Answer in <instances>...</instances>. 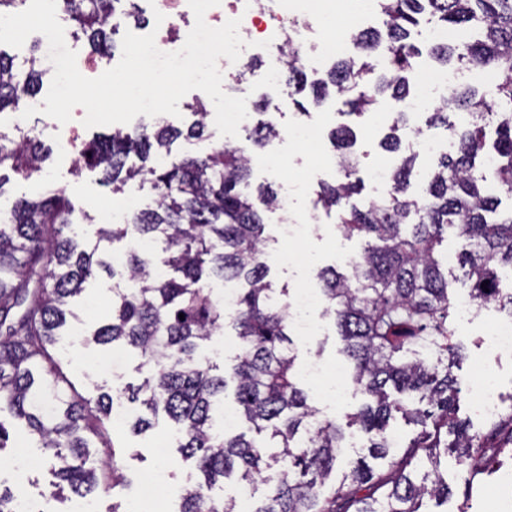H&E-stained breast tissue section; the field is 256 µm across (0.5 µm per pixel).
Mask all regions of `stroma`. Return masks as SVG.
Here are the masks:
<instances>
[{"label": "stroma", "instance_id": "stroma-1", "mask_svg": "<svg viewBox=\"0 0 512 512\" xmlns=\"http://www.w3.org/2000/svg\"><path fill=\"white\" fill-rule=\"evenodd\" d=\"M29 125L35 127L45 145L51 150L42 177L30 180L13 178L0 190V204L8 206L15 200L36 197L49 190H63L74 207L73 219L80 231V239L87 245L96 242L95 230L104 221L106 208L119 211L128 204L147 208L153 204V196L141 178L128 180L120 191L101 182L99 171L85 167L78 161L77 154L69 153L59 142L52 130V118L38 113L29 118ZM391 123L389 114L379 118L364 117L353 120L357 133L356 148L366 165L386 162L387 152L382 150L380 141ZM334 160L331 143H324L316 150H306L297 145H288L286 152L276 164H269L263 149H255L252 164V181L259 184L265 181L273 184L288 183L295 203L288 215L292 224L305 227L302 240L283 239L278 233V219L272 213H265V235L272 249L269 278L275 288H288L297 293L303 288L317 287L315 272L325 266H340L347 255L361 252L362 237H346L336 226L334 214L317 203V191L325 177L322 166ZM111 276L100 275L87 286L86 297L92 305L90 309L79 310L82 335L72 340L62 341L54 352L58 363L62 387L71 389L77 395L90 398L99 393L127 384H139L149 374L148 367L142 366L135 352L127 351L114 356L111 349L104 348L87 340L88 334L109 315L112 306ZM494 309H486L471 322H454V340L460 345L462 359L455 367L459 392L456 406L458 417L467 423L470 430L487 432L492 430L495 420L474 412L470 401L480 386V380L473 374V366L486 355L479 333L488 319L494 316ZM300 362L319 360L329 367H347L346 357L341 352L332 317L322 310L313 313V327L304 337L298 338ZM201 352L214 373L231 374L241 352L236 331L232 325L203 342ZM170 425L165 418H158L155 427L142 435H134L128 426L113 424L110 429L111 445L116 458L122 462L124 472L130 482L129 487L110 489L100 488L93 495L98 512H126L134 496L132 487L140 473L165 469L166 488L179 490L186 479L195 478L197 472L193 463L182 461L176 446H168L165 456H158L154 443L157 437L168 434ZM57 461L45 456L39 470L23 474L30 501L41 505L43 512H72V501L55 498L51 495L54 469ZM459 464L455 452L441 454L439 473L448 481L451 494L447 504L438 506L433 501H425L423 512H488L477 484L471 483L458 474Z\"/></svg>", "mask_w": 512, "mask_h": 512}]
</instances>
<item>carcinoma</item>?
<instances>
[{"label":"carcinoma","mask_w":512,"mask_h":512,"mask_svg":"<svg viewBox=\"0 0 512 512\" xmlns=\"http://www.w3.org/2000/svg\"><path fill=\"white\" fill-rule=\"evenodd\" d=\"M113 2L78 0L72 6L70 20L100 56L112 49L107 29ZM377 5L384 29L356 30L359 58L334 63L328 79L312 88L317 102L333 94L342 116L393 110V123L380 142L396 154L387 194L356 203L362 191L361 161L350 151L356 134L341 124L329 132L338 178L320 185L317 200L336 213L345 234L371 239L348 272L334 267L317 272L324 314L333 317L353 387L364 402L343 427L320 415L298 386L289 303L268 280L263 212L275 205L276 192L262 186L252 194L250 159L229 142L205 153L172 156L171 146L180 138H210L208 112L199 102L195 120L184 130L160 122L116 129L82 149L80 162L99 170L108 184L143 176L155 202L131 211L123 224L99 225L94 248H85L73 233L74 207L62 191L21 198L0 216V413H9L59 461L52 495L67 490L85 498L97 489L100 477L89 466L92 435L102 445L109 486L125 484L104 426L121 400L145 410L127 420L133 432L149 430L151 418L162 415L174 426L182 458L195 461L199 477L181 495L179 512H237L235 500L213 496L215 486L237 472L250 486L274 466L279 468L275 487L250 512H421L424 497H448V482L428 481L440 455L429 425L453 437L451 447L463 467L512 445V411L506 415L511 429L494 436L470 432L456 416L453 368L461 354L452 342V295L437 251L444 233L454 230L464 243L461 266L475 305L493 304L512 316V291H502L499 275L504 268L512 273V211L497 213L501 200L487 190L486 172L476 165L486 129L493 125V176L512 195V0H377ZM424 15L439 27L476 31L462 44L433 45L432 58L444 65L455 59L476 71L490 68L498 83L490 100L471 85H459L444 106L428 111V123L448 131L457 147L437 158L415 191L418 153L402 146L397 131L407 122L405 101L421 55L411 32ZM382 45L387 63L378 70L371 53ZM26 63L28 68L20 69L0 49V115L34 104L47 70L34 54ZM276 134L274 125L259 122L249 137L263 148ZM133 155L153 165H127ZM45 159L33 130L16 123L11 132L0 131V196L10 175L40 174ZM133 237L158 245L163 258L129 245L124 267L117 270L96 257L101 246ZM159 263L166 275L156 278ZM100 268L115 279L112 316L92 341L134 350L150 376L139 385L73 400L42 360L50 358L67 318L77 317L70 300ZM211 278L241 285L233 308L213 297L207 288ZM226 321L242 343L233 371L235 408L262 437L259 442L214 427L212 412L224 401L227 380L199 359L198 348ZM397 414L421 427L399 457L391 453L387 432ZM347 427L363 433L371 457L388 461V469L378 473L360 459L325 493Z\"/></svg>","instance_id":"1"}]
</instances>
